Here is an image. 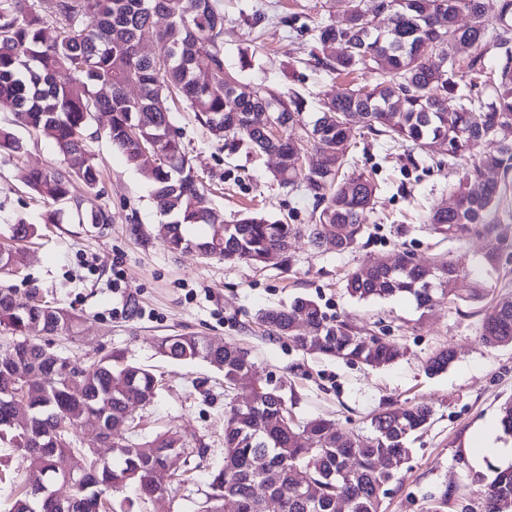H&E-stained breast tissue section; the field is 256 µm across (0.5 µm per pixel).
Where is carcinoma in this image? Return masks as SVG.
I'll use <instances>...</instances> for the list:
<instances>
[{
    "label": "carcinoma",
    "instance_id": "1",
    "mask_svg": "<svg viewBox=\"0 0 512 512\" xmlns=\"http://www.w3.org/2000/svg\"><path fill=\"white\" fill-rule=\"evenodd\" d=\"M218 0H0V112L14 123L49 135L66 160L59 169H23L21 181L44 202L68 205L83 216L98 196L100 164L88 144L87 129L96 114L109 116L104 134L128 164L152 188L157 208L171 215L168 238L174 252L197 248L203 257L219 256L251 265L266 262L275 251L288 258L292 241L306 236L315 247L332 240L339 252L358 247L366 233L379 185L368 174L348 173L355 132L384 136L405 144L430 160L455 163L467 158L448 203L434 207L426 223L450 239L480 236L486 241L485 262H499L503 249L497 226L512 220L501 205L512 189V0H499L491 20L484 0H333L342 21L316 27L315 64L337 77L376 73L379 79L346 87L324 102L317 117L304 119L305 99L284 95L259 84L242 91L240 71L252 58L240 57V68L224 60V13ZM384 15L388 26L375 20ZM469 22L460 24V17ZM167 19L157 27V18ZM163 52L154 51V45ZM473 49L460 56L459 46ZM498 52L497 65L487 54ZM138 94L130 96L127 88ZM195 113L224 147L246 145L280 159L276 177L283 185L303 187L319 210L317 224H285L248 215L224 225L223 242L204 187L181 137L171 136L168 101ZM281 126L270 139L266 123ZM19 141L0 125V153H15ZM496 172L498 180L486 174ZM186 224H207L210 232L189 237ZM24 252L0 246V270L11 272ZM462 270L451 260L429 268L411 262V253L377 256L344 277L353 298L409 294L430 310L459 299ZM307 329L295 328V321ZM274 336H286L305 352L371 366L386 365L400 348L381 339L365 345L367 335L344 320H331L320 305L298 297L287 308L259 316ZM76 317L67 310L16 297L0 288V327L22 336L0 342V442L23 452L30 466L47 469L62 453L85 463L82 481L65 484L48 473L49 496L60 494L99 504L111 512L105 493L134 487L144 499L165 494L181 482L163 470L166 459L187 450L176 432L144 442L128 438L132 408L157 396L160 380L153 371L116 353L86 366L66 358L53 373L38 338L68 332ZM482 339L490 345H512V298L486 310ZM163 356L195 362L206 358L205 339L196 334L163 336ZM224 365L227 387L251 389L254 362L235 345L212 352ZM452 352L441 350L427 371L448 367ZM27 371L45 374L46 382L25 390ZM19 411L28 415L23 430L7 423ZM83 416L104 420L100 439L111 445L117 463L101 466L92 448H77L67 425ZM433 416L427 403L387 410L372 417L363 435L336 429V422L316 418L295 427L288 404L275 384L260 382L251 405L229 407L224 415V464L211 476L210 492L199 512H266V501L252 496L264 484L277 512H335L336 500L346 512H382L385 486L408 460L409 439ZM477 475L484 484L483 512H512V466H488ZM48 496L20 493L10 512H53Z\"/></svg>",
    "mask_w": 512,
    "mask_h": 512
}]
</instances>
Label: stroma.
Instances as JSON below:
<instances>
[{
	"instance_id": "35a3bbf8",
	"label": "stroma",
	"mask_w": 512,
	"mask_h": 512,
	"mask_svg": "<svg viewBox=\"0 0 512 512\" xmlns=\"http://www.w3.org/2000/svg\"><path fill=\"white\" fill-rule=\"evenodd\" d=\"M218 6L225 17L226 63L240 68L241 51L254 55L251 68L240 69L242 82L274 83L302 93L310 119L323 100L344 88V80L308 63L315 46L311 29L341 19L328 0H218ZM171 120L220 219L229 222L257 211L287 224L312 223L313 206L305 194L275 180V157L229 152L193 113L176 110ZM106 125L103 115L93 121L96 135L89 145L102 168L97 204L111 213L108 224L78 218L67 209L59 211L55 223H45L48 205L32 198L16 172L21 166L60 167L64 161L51 138L16 128L21 152L0 155V243L8 242L20 218L40 226L41 235L28 245L24 268L1 275L0 285L14 288L19 299L34 294L78 315L73 331L49 338L60 355L87 363L119 352L162 375L154 402L132 412L138 424L132 440L173 430L188 441H201L203 453L174 459L173 470L184 475L175 490L143 501L126 489L115 496L117 512H198L212 472L223 464L224 413L231 403L224 374L204 361L165 359L156 340L177 333L247 350L259 377L281 382L298 423L323 416L342 431L359 433L373 414L388 407L430 404V424L417 434L409 459L388 484L382 508L426 512L444 492L445 512H482L483 488L473 482V474L491 464H512V437L501 440L508 449L504 455L478 456L470 450L482 429L498 426L501 405L512 400V345L490 346L481 339L485 307L512 297V261L485 266L484 239L448 240L423 223L426 212L447 202L455 174L430 170L420 156L408 160L407 148L386 141L358 143L356 170L371 174L381 186L375 210L365 218L363 247L340 254L299 238L290 250L291 263L277 257L255 267L171 252L160 232L166 216L143 177L104 136ZM404 249L423 265L446 254L462 268L480 270L486 296L468 300L467 279L457 284L461 302L429 311L407 296L358 300L346 293L342 279L349 271L371 257ZM298 297L315 300L328 315L383 328L401 356L371 367L308 354L290 339L266 334L257 319L260 310L289 305ZM442 349L452 351L451 363L428 374L426 360ZM0 459L6 472L0 480V512H9L15 484L28 480L30 465L22 452L2 442Z\"/></svg>"
}]
</instances>
